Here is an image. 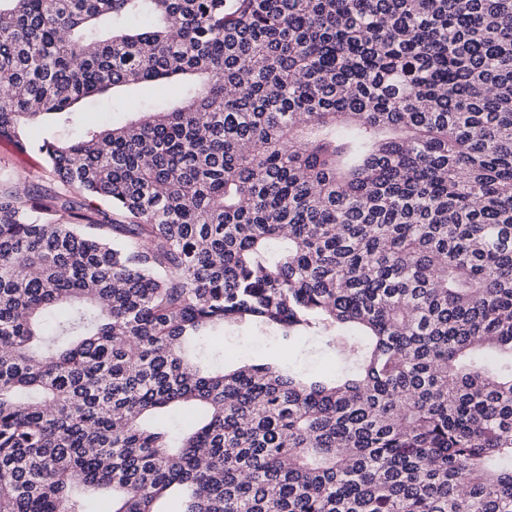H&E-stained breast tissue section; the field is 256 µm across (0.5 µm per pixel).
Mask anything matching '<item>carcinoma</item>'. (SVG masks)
<instances>
[{"label":"carcinoma","mask_w":512,"mask_h":512,"mask_svg":"<svg viewBox=\"0 0 512 512\" xmlns=\"http://www.w3.org/2000/svg\"><path fill=\"white\" fill-rule=\"evenodd\" d=\"M190 77L171 106H76ZM0 512H512V0H0ZM337 365L209 369L230 329ZM64 131L53 121L45 119L32 131V149L27 154H19L9 144L0 142V187L1 179L12 177L21 180L42 171L44 156L39 146L44 139L53 140L63 137Z\"/></svg>","instance_id":"obj_1"}]
</instances>
